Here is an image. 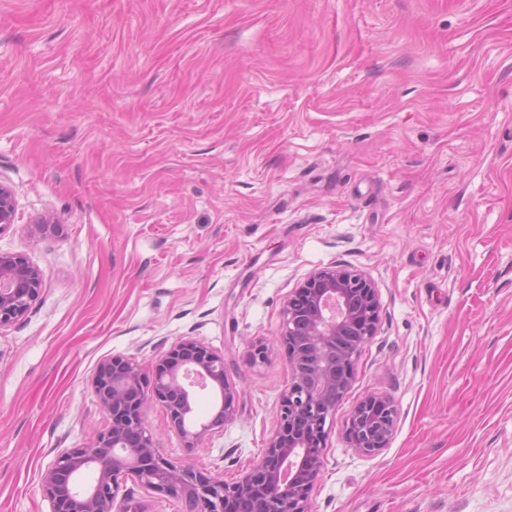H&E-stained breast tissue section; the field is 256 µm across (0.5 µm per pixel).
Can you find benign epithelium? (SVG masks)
<instances>
[{
  "mask_svg": "<svg viewBox=\"0 0 512 512\" xmlns=\"http://www.w3.org/2000/svg\"><path fill=\"white\" fill-rule=\"evenodd\" d=\"M13 189L0 182V230L15 222ZM43 289V273L23 254L0 252V330L22 318ZM380 299L365 275L346 269L312 272L289 296L278 336L288 354L290 379L282 394L277 424L260 463L237 481L183 467L156 448L144 419L151 401L166 411L187 448L233 418L234 398L224 357L196 338H184L145 372L132 359L110 357L90 379L92 394L111 426L87 445L56 456L41 475L50 512H133L116 505L122 481L182 497L198 512H235L254 501V512H311L309 494L319 469L315 439H323L329 415L349 389L354 366L374 336ZM209 384L220 392L214 418L193 426L190 388ZM395 419L392 401L371 395L350 413L344 430L354 451L371 455L388 447ZM93 473L91 481L82 477Z\"/></svg>",
  "mask_w": 512,
  "mask_h": 512,
  "instance_id": "obj_1",
  "label": "benign epithelium"
}]
</instances>
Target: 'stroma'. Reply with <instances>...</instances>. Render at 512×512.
I'll use <instances>...</instances> for the list:
<instances>
[{"mask_svg":"<svg viewBox=\"0 0 512 512\" xmlns=\"http://www.w3.org/2000/svg\"><path fill=\"white\" fill-rule=\"evenodd\" d=\"M0 182V251L44 278L0 331V512H49L42 472L107 429L102 360L184 337L234 417L192 450L146 422L237 480L288 385L284 304L330 266L381 310L311 512H512V0H0ZM374 394L395 428L363 455L344 426ZM117 501L191 512L131 479ZM16 210L17 202L13 189L0 182V231L14 224Z\"/></svg>","mask_w":512,"mask_h":512,"instance_id":"35a3bbf8","label":"stroma"}]
</instances>
